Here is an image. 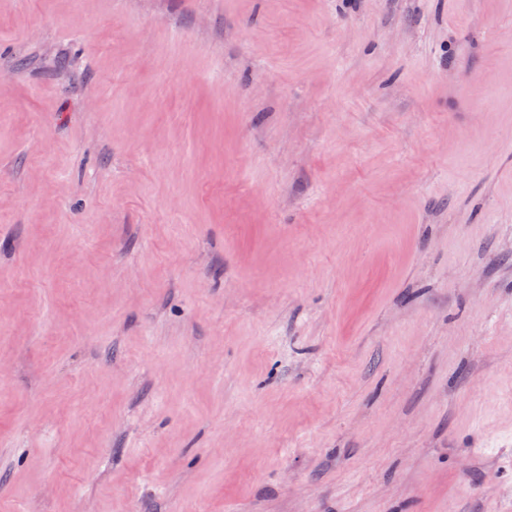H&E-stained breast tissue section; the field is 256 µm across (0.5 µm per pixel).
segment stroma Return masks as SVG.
I'll use <instances>...</instances> for the list:
<instances>
[{
    "mask_svg": "<svg viewBox=\"0 0 512 512\" xmlns=\"http://www.w3.org/2000/svg\"><path fill=\"white\" fill-rule=\"evenodd\" d=\"M0 512H512V0H0Z\"/></svg>",
    "mask_w": 512,
    "mask_h": 512,
    "instance_id": "stroma-1",
    "label": "stroma"
}]
</instances>
